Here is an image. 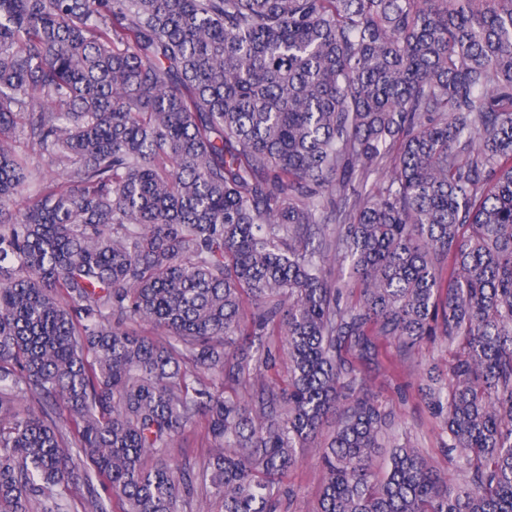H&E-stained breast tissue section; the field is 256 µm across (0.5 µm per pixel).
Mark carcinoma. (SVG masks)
I'll return each instance as SVG.
<instances>
[{
	"instance_id": "1",
	"label": "carcinoma",
	"mask_w": 512,
	"mask_h": 512,
	"mask_svg": "<svg viewBox=\"0 0 512 512\" xmlns=\"http://www.w3.org/2000/svg\"><path fill=\"white\" fill-rule=\"evenodd\" d=\"M438 336L456 486L360 369ZM312 447L313 512H512V0H0V512H277ZM204 434V428L201 422L195 427L187 429L183 435L178 438L176 447L172 449L168 459L170 463L178 465L180 468L198 472L208 448L201 447V441Z\"/></svg>"
}]
</instances>
